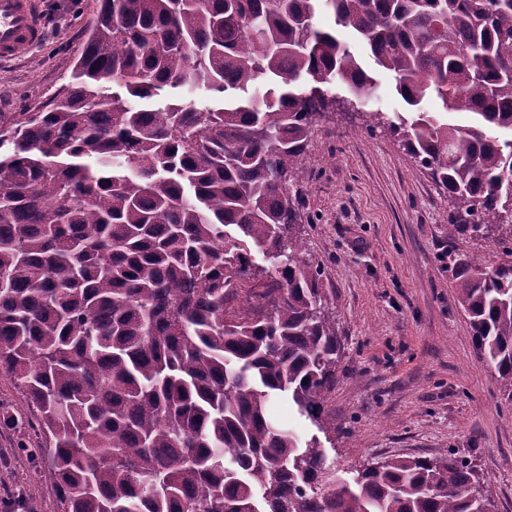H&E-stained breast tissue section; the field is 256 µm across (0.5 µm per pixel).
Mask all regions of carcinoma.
<instances>
[{
	"label": "carcinoma",
	"instance_id": "carcinoma-1",
	"mask_svg": "<svg viewBox=\"0 0 512 512\" xmlns=\"http://www.w3.org/2000/svg\"><path fill=\"white\" fill-rule=\"evenodd\" d=\"M342 31L412 107L387 128L448 195V243L512 220V0H101L53 106L0 119V379L26 404L0 401V434L57 512H492L454 453L338 482L269 417L286 396L320 423L336 386L291 187L328 85H373ZM262 77L279 83L249 94ZM185 85L244 96L158 102ZM453 276L512 401V261L465 254Z\"/></svg>",
	"mask_w": 512,
	"mask_h": 512
}]
</instances>
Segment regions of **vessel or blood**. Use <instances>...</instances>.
Returning a JSON list of instances; mask_svg holds the SVG:
<instances>
[{
	"instance_id": "b4317fda",
	"label": "vessel or blood",
	"mask_w": 512,
	"mask_h": 512,
	"mask_svg": "<svg viewBox=\"0 0 512 512\" xmlns=\"http://www.w3.org/2000/svg\"><path fill=\"white\" fill-rule=\"evenodd\" d=\"M38 0H0V61L40 45Z\"/></svg>"
}]
</instances>
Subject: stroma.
<instances>
[{
	"label": "stroma",
	"mask_w": 512,
	"mask_h": 512,
	"mask_svg": "<svg viewBox=\"0 0 512 512\" xmlns=\"http://www.w3.org/2000/svg\"><path fill=\"white\" fill-rule=\"evenodd\" d=\"M99 4L40 0L44 40L0 63V112L51 103L86 48ZM358 54L376 88L368 111L408 115L393 76L366 49ZM331 91L338 103L314 125L298 189L305 257L322 269L324 309L342 344L336 388L324 407L328 428L286 399L273 401L271 417L301 440L316 439L339 479L392 455L456 453L477 466L493 512H512V402L475 351L448 258L453 248L495 266L512 247V226L449 244L448 197L428 170L397 136L368 127L347 105L343 83ZM7 461L13 480L0 498L21 489L55 512L50 484L25 459Z\"/></svg>",
	"instance_id": "1"
}]
</instances>
